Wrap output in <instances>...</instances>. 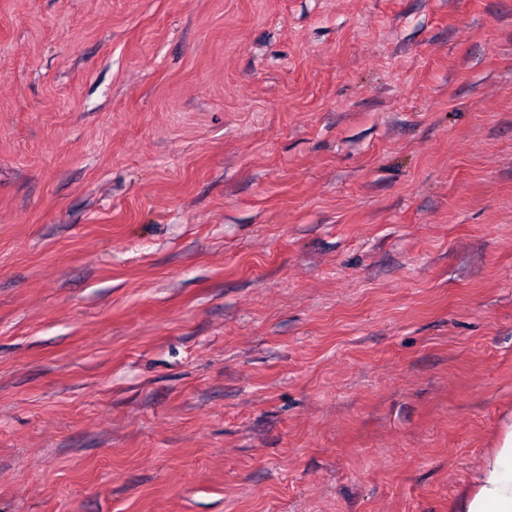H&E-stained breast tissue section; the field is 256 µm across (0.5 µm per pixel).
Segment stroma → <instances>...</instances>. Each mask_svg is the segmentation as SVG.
<instances>
[{
	"instance_id": "1",
	"label": "stroma",
	"mask_w": 512,
	"mask_h": 512,
	"mask_svg": "<svg viewBox=\"0 0 512 512\" xmlns=\"http://www.w3.org/2000/svg\"><path fill=\"white\" fill-rule=\"evenodd\" d=\"M512 425V0H0V512H455Z\"/></svg>"
}]
</instances>
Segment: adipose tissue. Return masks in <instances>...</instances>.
<instances>
[{"mask_svg": "<svg viewBox=\"0 0 512 512\" xmlns=\"http://www.w3.org/2000/svg\"><path fill=\"white\" fill-rule=\"evenodd\" d=\"M459 512H512V428L487 455L475 478V489L458 503Z\"/></svg>", "mask_w": 512, "mask_h": 512, "instance_id": "obj_1", "label": "adipose tissue"}]
</instances>
